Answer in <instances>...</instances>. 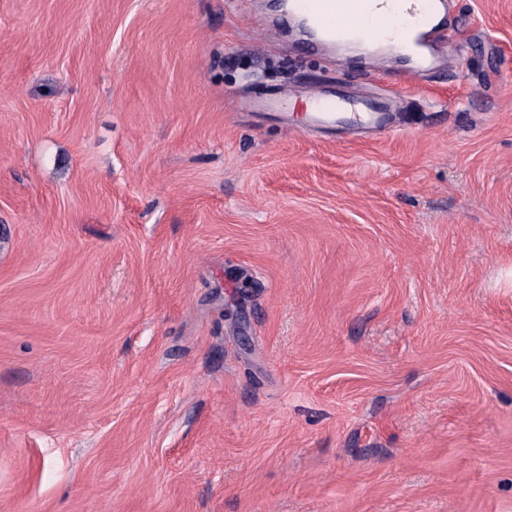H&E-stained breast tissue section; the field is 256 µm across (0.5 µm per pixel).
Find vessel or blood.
Masks as SVG:
<instances>
[{"mask_svg": "<svg viewBox=\"0 0 512 512\" xmlns=\"http://www.w3.org/2000/svg\"><path fill=\"white\" fill-rule=\"evenodd\" d=\"M389 0H293L295 12L305 15L313 24L314 44L329 49L347 35L343 23L349 17L372 18L384 12V20L395 44L403 48L431 50L447 37L448 0H423L406 9H392ZM315 121L329 126L359 128L370 126L382 133L393 130L388 104L368 96L337 97L317 94L313 97Z\"/></svg>", "mask_w": 512, "mask_h": 512, "instance_id": "b4317fda", "label": "vessel or blood"}]
</instances>
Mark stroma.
I'll return each instance as SVG.
<instances>
[{
    "label": "stroma",
    "mask_w": 512,
    "mask_h": 512,
    "mask_svg": "<svg viewBox=\"0 0 512 512\" xmlns=\"http://www.w3.org/2000/svg\"><path fill=\"white\" fill-rule=\"evenodd\" d=\"M455 2L409 87L279 0H0V512H512V0ZM312 119L329 126H350L359 128L370 126L381 133H391L394 126L388 111V102L375 100L369 96L337 97L316 94Z\"/></svg>",
    "instance_id": "obj_1"
}]
</instances>
